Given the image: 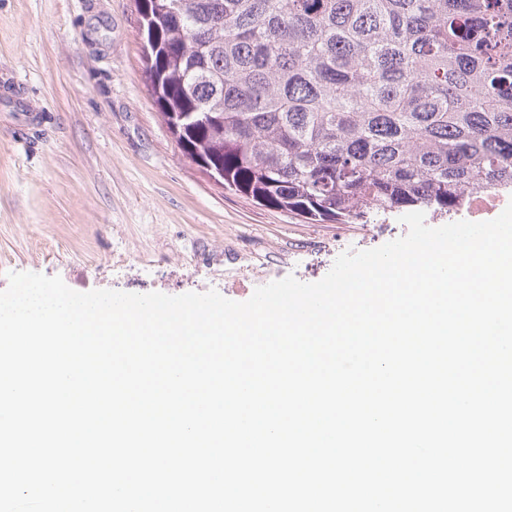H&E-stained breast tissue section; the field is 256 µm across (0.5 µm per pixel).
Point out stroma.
I'll return each mask as SVG.
<instances>
[{"mask_svg": "<svg viewBox=\"0 0 512 512\" xmlns=\"http://www.w3.org/2000/svg\"><path fill=\"white\" fill-rule=\"evenodd\" d=\"M2 80L45 121L28 130L0 106V291L9 273L35 272L78 292L243 302L408 232L394 214L309 223L184 157L145 81L137 0H0Z\"/></svg>", "mask_w": 512, "mask_h": 512, "instance_id": "stroma-1", "label": "stroma"}]
</instances>
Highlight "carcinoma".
I'll use <instances>...</instances> for the list:
<instances>
[{
    "label": "carcinoma",
    "instance_id": "obj_1",
    "mask_svg": "<svg viewBox=\"0 0 512 512\" xmlns=\"http://www.w3.org/2000/svg\"><path fill=\"white\" fill-rule=\"evenodd\" d=\"M140 28L165 123L226 189L365 224L512 187V0H140Z\"/></svg>",
    "mask_w": 512,
    "mask_h": 512
}]
</instances>
